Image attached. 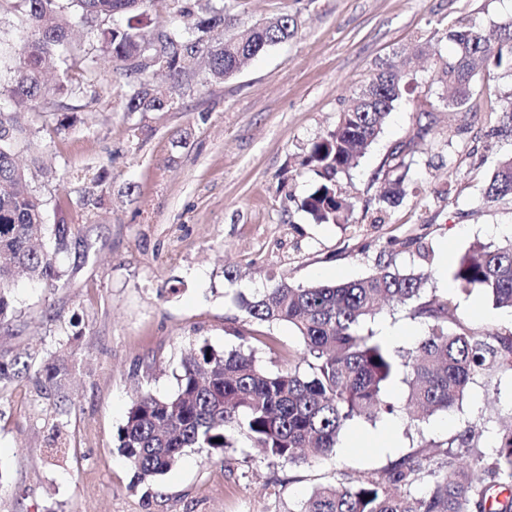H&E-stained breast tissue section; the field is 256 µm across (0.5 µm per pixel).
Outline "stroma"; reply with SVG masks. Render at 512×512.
Returning a JSON list of instances; mask_svg holds the SVG:
<instances>
[{"mask_svg": "<svg viewBox=\"0 0 512 512\" xmlns=\"http://www.w3.org/2000/svg\"><path fill=\"white\" fill-rule=\"evenodd\" d=\"M237 25L295 16L294 38L221 81L198 73L172 90L166 112L126 113L128 78L107 66L96 99L47 91L23 114L34 153H22L28 184L47 223L79 225L86 248L60 255L71 279L47 288L18 278L16 320L0 331V353L64 359L60 386L33 373L0 389V512H297L311 491L380 469L420 442H445L467 425L484 431L491 452L512 422V374L477 379L462 405L411 424L357 422L335 453L311 464L271 465L245 438L205 458L186 450L151 489L135 483L115 436L138 388L174 395L193 344L238 345L240 297L287 275L294 282L356 279L377 262L430 271L426 297L448 290L438 275L470 248L504 241L512 201L485 202L483 188L512 139L492 134L488 112L512 102V76L481 64L469 109L446 108L438 79L451 48L418 52L427 30L473 21L493 31L512 17V0H224ZM401 66L409 88L358 167L340 178L357 202L345 224H315L296 202L318 181L301 160L306 144L332 126L345 101L379 66ZM430 101L429 112L420 104ZM75 110L68 128L62 107ZM425 128L405 156L412 185L375 223L369 200L395 174L392 148ZM106 179L101 203L84 205L91 179ZM460 312L479 331H512V314L479 290L456 292ZM405 329L394 341L412 349L427 330L402 308L383 310L367 329ZM257 356L269 370L301 366L300 340L285 324L270 328ZM387 432L384 448L370 446Z\"/></svg>", "mask_w": 512, "mask_h": 512, "instance_id": "stroma-1", "label": "stroma"}]
</instances>
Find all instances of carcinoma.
Masks as SVG:
<instances>
[{"label": "carcinoma", "instance_id": "obj_1", "mask_svg": "<svg viewBox=\"0 0 512 512\" xmlns=\"http://www.w3.org/2000/svg\"><path fill=\"white\" fill-rule=\"evenodd\" d=\"M155 0H0V16L20 19L11 42L0 37V68L12 74L0 79V330L15 317L12 290L16 276L26 273L49 288L59 286L66 271L56 255L76 247L79 228L62 218L44 221L41 201L27 185L16 155L20 143L33 144L32 131L13 113L32 111L46 93L45 74L58 73L56 90L65 96L97 97L96 77L103 63L121 66L131 77L120 109L124 112H167L169 95L143 89L144 73L128 61L154 52L151 36L161 31L164 72L175 83L196 72L207 59L213 80L231 76L248 60L294 36L296 18L280 16L255 27L245 40L211 33L233 25L224 7L212 0H171L181 27L150 28L148 13ZM97 28L103 54L90 56L72 38L75 26ZM445 40L454 54L439 79L453 88L446 106L464 108L470 97L475 59L491 60L512 70V17L497 26L495 39L472 23L432 28L424 40L436 50ZM402 77L381 68L353 93L336 124L313 138L302 165L319 177L300 208L317 224H347L356 201L347 197L339 178L355 168L382 133L402 96ZM493 131L512 136V103L489 115ZM407 194L399 175L381 190L377 210L387 211ZM488 202L512 199V155L496 161L483 189ZM448 276L456 290H481L496 309L512 310V241L477 245L463 254ZM428 275L413 268L378 264L362 278L332 283H296L282 275L272 287L240 298L243 322L238 348L220 353L203 341L182 360L176 394L141 393L129 408L115 441L134 472L137 484L149 486L168 473L187 448L211 455L235 446L241 434L261 449L272 464L296 465L334 453L345 429L357 421L404 413L412 422L420 415L448 413L463 400L479 376L512 373V333L476 331L458 313L451 296L426 298ZM407 307L429 324L415 349L403 353L362 325L382 305ZM286 323L303 345L297 367L268 371L258 364L251 339L259 329ZM0 357V384L21 370H34L44 384L65 374L64 361L49 355L36 368ZM406 386L399 406L389 400L395 382ZM483 431L464 427L445 443H435L441 461L423 449L407 453L382 469L339 485L318 486L298 512H512V427L498 436L494 453H480L466 466L456 462L455 448H477ZM222 442L216 443L214 439ZM423 493H417L422 485Z\"/></svg>", "mask_w": 512, "mask_h": 512}]
</instances>
